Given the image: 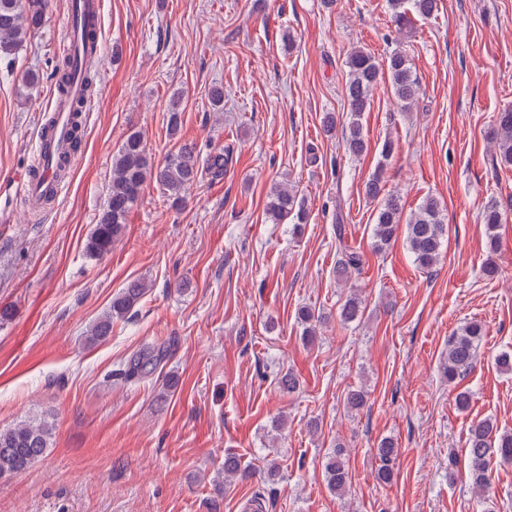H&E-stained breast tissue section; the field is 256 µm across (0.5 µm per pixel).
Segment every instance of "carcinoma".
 <instances>
[{
    "label": "carcinoma",
    "instance_id": "carcinoma-1",
    "mask_svg": "<svg viewBox=\"0 0 512 512\" xmlns=\"http://www.w3.org/2000/svg\"><path fill=\"white\" fill-rule=\"evenodd\" d=\"M49 0H0V62L5 68L12 67L16 54L23 47L32 32L40 29L46 16ZM392 17L397 26L410 24L409 12L428 19L437 9V0H390ZM347 80L345 98L349 121L342 129L345 150L359 156L367 149L361 117L370 107L371 93L381 79L388 75L390 89L395 103L405 112L412 109L419 94V84L414 76L407 55L395 51L387 57L386 68H381L371 53L355 48L347 58ZM79 74L84 83L86 95L94 93L96 87V66L86 57L79 60L67 53L57 60L53 77L56 90L63 93L74 75ZM493 149L496 163L512 166V109L497 113L493 127ZM393 153V143L384 141L380 150L377 171L365 183L366 197L377 203L373 226L374 245L381 250L405 227V241L417 266L431 271L438 263L447 234L439 202L433 197L425 198L414 210L404 213L400 196L395 192L384 193L383 171ZM230 155L224 151L201 152L193 145L184 144L170 154L164 164L153 166L148 157L143 136L130 132L123 140L112 159V178L105 206L98 214L96 224L86 243V251L94 257H103L112 251V246L121 236L132 205L148 183L160 186L173 201L179 202L183 193L200 179L212 181L224 179ZM510 203L499 200L488 202L480 214V223L485 226V235L490 249H495L499 239V227ZM266 216L274 224L291 218L294 232L307 223V211L288 188V184L274 186L266 204ZM362 265V256L345 247L339 249L336 260V276L349 279ZM148 285L134 282L112 298L106 313L90 325L86 339L96 343L106 339L112 332V321L129 317ZM364 299L358 291H352L341 306L340 318L345 323L363 317ZM304 325L303 335L313 337L316 325L324 317L303 307L297 313ZM483 324L472 321L462 326L448 339V361L443 374L452 383L472 370L476 362V350L485 336ZM167 357L165 348H146L126 363L123 372L128 381H139L155 372ZM56 431V420L49 415L39 421L30 419L0 429V477L21 472L42 457L50 446ZM380 460L376 478L387 484L393 480L398 449L394 442L385 438L376 448ZM468 468L473 488L481 490L489 483L490 473L497 461L512 462V432L500 431L490 418L474 423L467 439ZM246 477L245 470L235 456L224 458V479L231 482ZM324 480L331 492L340 496L350 482L347 451L336 444L324 464Z\"/></svg>",
    "mask_w": 512,
    "mask_h": 512
}]
</instances>
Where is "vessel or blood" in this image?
Returning a JSON list of instances; mask_svg holds the SVG:
<instances>
[{
  "instance_id": "1",
  "label": "vessel or blood",
  "mask_w": 512,
  "mask_h": 512,
  "mask_svg": "<svg viewBox=\"0 0 512 512\" xmlns=\"http://www.w3.org/2000/svg\"><path fill=\"white\" fill-rule=\"evenodd\" d=\"M101 0H71L68 35L72 46L85 54L102 55L104 46L100 39L83 37L86 24L99 22ZM71 114L63 101H55L54 109L38 127V146L26 166L17 191L28 210L43 208L46 200L59 197L72 172L75 156L71 149Z\"/></svg>"
}]
</instances>
